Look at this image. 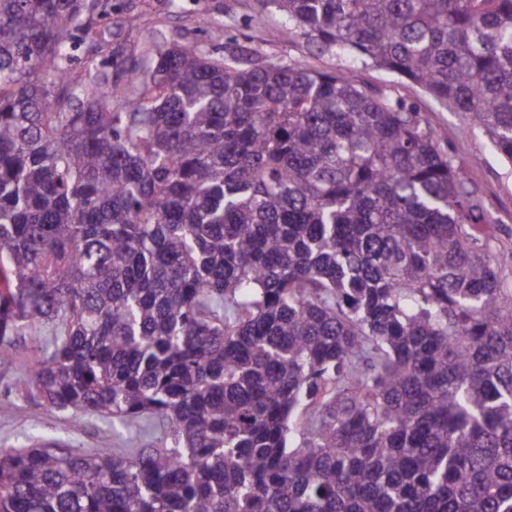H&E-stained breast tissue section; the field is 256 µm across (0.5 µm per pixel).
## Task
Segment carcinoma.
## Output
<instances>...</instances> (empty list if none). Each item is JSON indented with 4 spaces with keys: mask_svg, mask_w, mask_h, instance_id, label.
Masks as SVG:
<instances>
[{
    "mask_svg": "<svg viewBox=\"0 0 512 512\" xmlns=\"http://www.w3.org/2000/svg\"><path fill=\"white\" fill-rule=\"evenodd\" d=\"M512 162V0H261ZM96 0H0V348L170 445L0 454V512H512V285L415 107L174 41L71 72Z\"/></svg>",
    "mask_w": 512,
    "mask_h": 512,
    "instance_id": "obj_1",
    "label": "carcinoma"
}]
</instances>
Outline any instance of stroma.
Segmentation results:
<instances>
[{"instance_id": "obj_1", "label": "stroma", "mask_w": 512, "mask_h": 512, "mask_svg": "<svg viewBox=\"0 0 512 512\" xmlns=\"http://www.w3.org/2000/svg\"><path fill=\"white\" fill-rule=\"evenodd\" d=\"M259 0H99L100 14L86 17L77 33L73 73L89 63L124 78L132 67L151 63L159 45L185 34L187 43L219 57L236 45L254 58L298 63L322 72H344L357 82L382 87L415 105L438 143L467 168L470 188L494 221L477 225L479 235L495 237L499 251L512 252V163L501 158L478 129L438 105L422 88L347 56L319 51L307 37L284 34L276 12L259 14ZM54 332L38 325L16 337L10 362L0 367V451L44 444L89 453L99 448L122 450L133 436L118 420L82 411H60L29 394L31 359L50 346Z\"/></svg>"}]
</instances>
